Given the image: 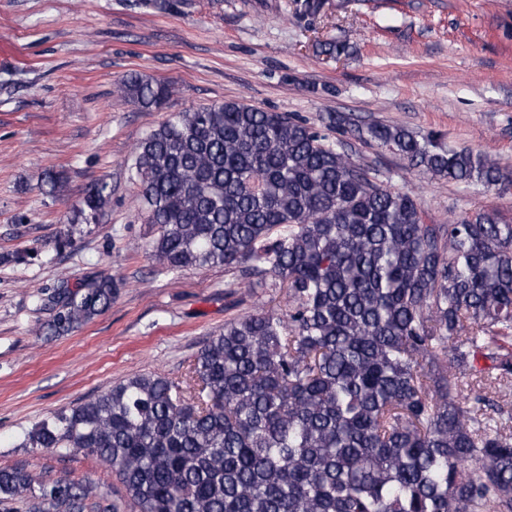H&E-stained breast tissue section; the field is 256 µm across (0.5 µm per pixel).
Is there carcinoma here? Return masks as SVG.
Segmentation results:
<instances>
[{
  "label": "carcinoma",
  "mask_w": 512,
  "mask_h": 512,
  "mask_svg": "<svg viewBox=\"0 0 512 512\" xmlns=\"http://www.w3.org/2000/svg\"><path fill=\"white\" fill-rule=\"evenodd\" d=\"M115 92L160 108L174 87ZM378 145L441 179L495 186L487 155L373 124ZM131 177L166 271L224 266L226 288H283L288 309L224 322L175 382L138 374L61 408L24 448L112 466L138 512H512V224L479 211L428 224L307 122L241 101L175 112L138 145ZM99 182L56 240L104 211ZM118 283L62 281L48 325L68 333ZM90 481L0 469V506L85 512Z\"/></svg>",
  "instance_id": "1"
}]
</instances>
